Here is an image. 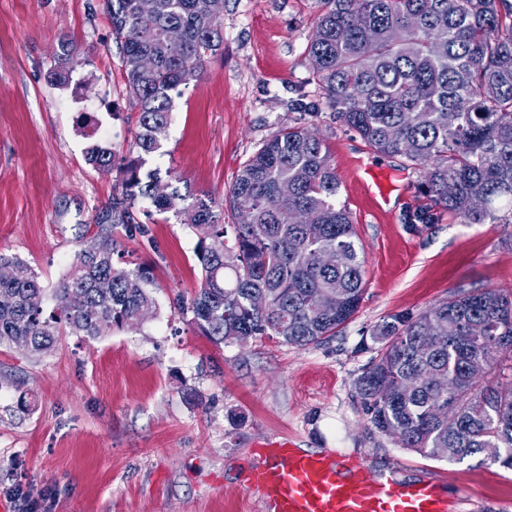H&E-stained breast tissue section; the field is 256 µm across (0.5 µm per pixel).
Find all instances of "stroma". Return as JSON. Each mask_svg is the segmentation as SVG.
Instances as JSON below:
<instances>
[{
  "mask_svg": "<svg viewBox=\"0 0 512 512\" xmlns=\"http://www.w3.org/2000/svg\"><path fill=\"white\" fill-rule=\"evenodd\" d=\"M311 0H224V51L175 97L160 152L144 171L179 192L225 198L242 165L301 109L324 138L364 256L358 313L336 336L305 347L252 340L215 345L178 301L199 286L197 238L175 212L145 209V235L115 228L118 258L147 264L155 310L96 340L64 334L40 357L0 347V503L24 512H259L246 492L259 446L291 436L315 452L338 448L368 471L438 480L448 496L511 503L512 471L474 456L437 460L372 430L354 382L381 345L375 325L419 313L453 291L512 292V223L413 228L426 203L422 175L371 150L325 105L307 56ZM83 59L68 85L47 73L62 38ZM118 45L99 0H0V253L54 288L84 225L107 222L119 168L136 157ZM109 138H102V129ZM105 142L116 169L85 159ZM394 184L395 206L367 194L360 168Z\"/></svg>",
  "mask_w": 512,
  "mask_h": 512,
  "instance_id": "35a3bbf8",
  "label": "stroma"
}]
</instances>
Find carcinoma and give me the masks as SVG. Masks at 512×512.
Here are the masks:
<instances>
[{
	"label": "carcinoma",
	"instance_id": "cac0c4a2",
	"mask_svg": "<svg viewBox=\"0 0 512 512\" xmlns=\"http://www.w3.org/2000/svg\"><path fill=\"white\" fill-rule=\"evenodd\" d=\"M120 43L129 101L138 112V157L121 170L112 223L84 230L81 244L45 306V288L25 261L0 254L13 277L0 280V346L47 352L66 329L97 339L135 327L153 313V269L114 260L112 229L142 233L143 203L175 211L197 237L202 279L181 314L213 343L238 336L293 346L335 336L358 312L364 257L323 139L304 118L278 130L242 166L224 201L158 191L159 172L141 176L142 159L167 139L173 97L224 49V23L198 0H101ZM307 46L327 107L375 152L401 155L423 172L428 203L410 216L427 227L448 213L458 224H499L512 203V9L507 0H314ZM178 29L182 39L169 41ZM154 61L150 72L140 59ZM83 63L61 40L48 80L69 83ZM86 161L112 172V149L93 144ZM293 186L286 198L280 185ZM480 197L486 206L472 207ZM236 217L226 243L224 204ZM337 254L323 267L319 256ZM267 299L256 310L251 300ZM338 307L325 311L320 299ZM381 353L355 381L369 423L399 432V447L423 457L461 461L498 448L490 462L512 470V293L460 290L416 315L374 326ZM22 339L24 343L17 344ZM457 427L448 430V406Z\"/></svg>",
	"mask_w": 512,
	"mask_h": 512
}]
</instances>
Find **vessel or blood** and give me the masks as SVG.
<instances>
[{
    "mask_svg": "<svg viewBox=\"0 0 512 512\" xmlns=\"http://www.w3.org/2000/svg\"><path fill=\"white\" fill-rule=\"evenodd\" d=\"M266 448L265 465L251 477L265 491L263 512H453L432 479L370 474L360 460L334 461L285 439H271Z\"/></svg>",
    "mask_w": 512,
    "mask_h": 512,
    "instance_id": "vessel-or-blood-1",
    "label": "vessel or blood"
}]
</instances>
